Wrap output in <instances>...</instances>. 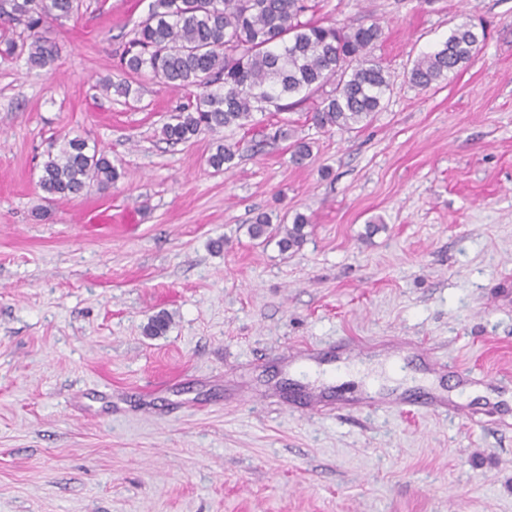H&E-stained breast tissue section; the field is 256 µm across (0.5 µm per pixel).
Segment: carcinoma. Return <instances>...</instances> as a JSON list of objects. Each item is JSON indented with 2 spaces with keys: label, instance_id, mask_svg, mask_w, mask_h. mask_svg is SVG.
<instances>
[{
  "label": "carcinoma",
  "instance_id": "carcinoma-1",
  "mask_svg": "<svg viewBox=\"0 0 512 512\" xmlns=\"http://www.w3.org/2000/svg\"><path fill=\"white\" fill-rule=\"evenodd\" d=\"M83 0H0V62L25 59L30 69L55 63L54 46L38 36L50 20L79 17ZM310 0H151L147 18L125 45L121 67L185 92L176 113L160 128L168 143H187L205 133L259 124L254 113L268 103L288 110L319 95L311 120L321 128L352 130L382 109L396 78L371 55L382 38L378 22L356 27L322 25L305 18ZM485 32L463 22L437 50L417 58L403 81L421 90L448 80L474 58ZM97 88L128 97L131 87L107 78ZM232 145H217L208 158L216 172L230 169ZM122 172L106 151L76 135L41 164L39 187L49 201L69 200L95 186L112 187ZM308 218L272 228L259 213L248 226L254 240L283 233L282 250L301 247ZM170 317L162 312L144 327L162 336Z\"/></svg>",
  "mask_w": 512,
  "mask_h": 512
}]
</instances>
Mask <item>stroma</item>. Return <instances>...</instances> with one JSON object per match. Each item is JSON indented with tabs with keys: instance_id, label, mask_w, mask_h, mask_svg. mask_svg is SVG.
Here are the masks:
<instances>
[{
	"instance_id": "stroma-1",
	"label": "stroma",
	"mask_w": 512,
	"mask_h": 512,
	"mask_svg": "<svg viewBox=\"0 0 512 512\" xmlns=\"http://www.w3.org/2000/svg\"><path fill=\"white\" fill-rule=\"evenodd\" d=\"M149 3L86 0L40 30L54 66L0 64V512H512V384L456 393L464 416H321L290 400L308 379L287 360L406 338L512 375V0H318L321 24L383 29L397 82L372 123L328 132L304 105L263 113L285 139L174 145L180 93L118 65ZM466 17L487 26L475 59L403 82ZM75 135L125 176L45 201L40 165ZM221 143L239 152L217 173ZM261 212L306 215L302 246L252 240Z\"/></svg>"
}]
</instances>
